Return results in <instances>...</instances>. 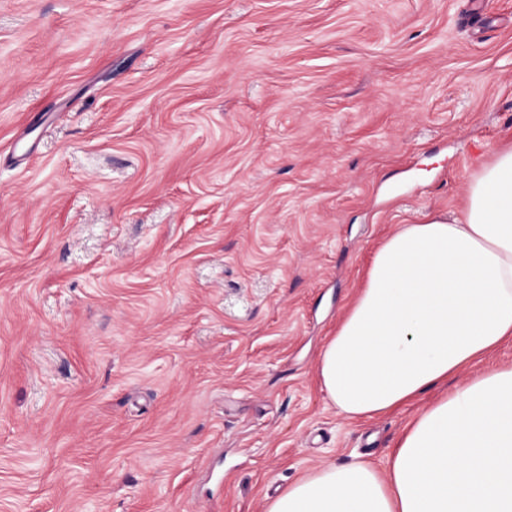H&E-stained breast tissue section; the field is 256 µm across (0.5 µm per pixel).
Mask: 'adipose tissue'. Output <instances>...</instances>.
<instances>
[{"mask_svg": "<svg viewBox=\"0 0 512 512\" xmlns=\"http://www.w3.org/2000/svg\"><path fill=\"white\" fill-rule=\"evenodd\" d=\"M512 341V146L471 180L462 216L408 224L376 252L323 349L339 413L367 420L472 376L419 413L384 471L324 465L265 512H512V365L476 366Z\"/></svg>", "mask_w": 512, "mask_h": 512, "instance_id": "obj_1", "label": "adipose tissue"}]
</instances>
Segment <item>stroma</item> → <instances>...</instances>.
<instances>
[{
  "label": "stroma",
  "mask_w": 512,
  "mask_h": 512,
  "mask_svg": "<svg viewBox=\"0 0 512 512\" xmlns=\"http://www.w3.org/2000/svg\"><path fill=\"white\" fill-rule=\"evenodd\" d=\"M512 144V0H0V512H265L384 240Z\"/></svg>",
  "instance_id": "35a3bbf8"
}]
</instances>
